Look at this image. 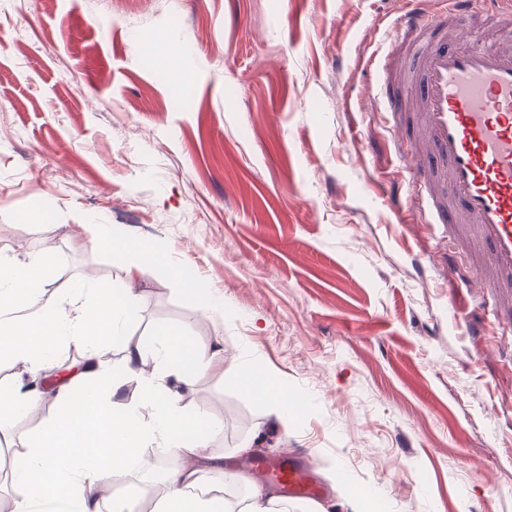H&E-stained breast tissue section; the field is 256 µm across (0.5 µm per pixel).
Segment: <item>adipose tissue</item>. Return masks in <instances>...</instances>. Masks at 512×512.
Segmentation results:
<instances>
[{
    "label": "adipose tissue",
    "mask_w": 512,
    "mask_h": 512,
    "mask_svg": "<svg viewBox=\"0 0 512 512\" xmlns=\"http://www.w3.org/2000/svg\"><path fill=\"white\" fill-rule=\"evenodd\" d=\"M56 275L46 256L19 263L0 258V356L29 371H49L62 347L83 352L71 380L55 389L52 417L14 457L13 512H136L137 492L112 497L108 491L116 470L144 468V450L155 442L177 465L153 512H225L222 498L195 490L203 474L224 477L223 466L205 453L216 429L180 405L182 389L208 372V350L188 348L180 331L163 327L151 345L126 346L122 372L111 371L104 357L136 315L138 292L129 283L115 289L80 280L61 296L48 289ZM127 376L142 386L131 403L117 399ZM237 384L281 420L294 416V397L272 379L246 369ZM41 401V391L22 380L1 385L0 424Z\"/></svg>",
    "instance_id": "adipose-tissue-1"
}]
</instances>
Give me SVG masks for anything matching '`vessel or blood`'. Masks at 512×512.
I'll use <instances>...</instances> for the list:
<instances>
[{
	"instance_id": "b4317fda",
	"label": "vessel or blood",
	"mask_w": 512,
	"mask_h": 512,
	"mask_svg": "<svg viewBox=\"0 0 512 512\" xmlns=\"http://www.w3.org/2000/svg\"><path fill=\"white\" fill-rule=\"evenodd\" d=\"M411 0L393 29L405 47L390 50L383 97L370 109L391 115L396 138L419 141L413 184L425 221L447 225L477 258L460 275L466 290L490 292L512 315V49L470 46L482 26L512 27L502 0ZM296 496L320 488L309 466L284 457L255 466Z\"/></svg>"
}]
</instances>
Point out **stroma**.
I'll use <instances>...</instances> for the list:
<instances>
[{
	"instance_id": "35a3bbf8",
	"label": "stroma",
	"mask_w": 512,
	"mask_h": 512,
	"mask_svg": "<svg viewBox=\"0 0 512 512\" xmlns=\"http://www.w3.org/2000/svg\"><path fill=\"white\" fill-rule=\"evenodd\" d=\"M407 0H0V254L43 253L65 292L140 295L125 341L161 327L220 347L183 408L218 426L211 489L241 507L260 457L307 459L319 498L280 512H512V322L460 288L448 228L419 223L409 172L367 111ZM170 45L169 69L157 49ZM190 78L179 85L176 71ZM162 254L102 251L93 227ZM177 270L216 300L204 313ZM267 372L303 408L280 424L240 393ZM0 428V512L16 451L53 411Z\"/></svg>"
}]
</instances>
